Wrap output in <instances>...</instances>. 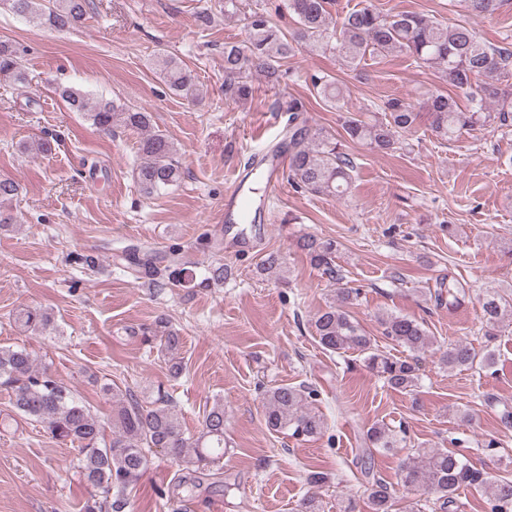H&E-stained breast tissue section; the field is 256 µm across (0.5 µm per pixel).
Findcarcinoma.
Instances as JSON below:
<instances>
[{
    "instance_id": "1",
    "label": "carcinoma",
    "mask_w": 512,
    "mask_h": 512,
    "mask_svg": "<svg viewBox=\"0 0 512 512\" xmlns=\"http://www.w3.org/2000/svg\"><path fill=\"white\" fill-rule=\"evenodd\" d=\"M475 16H491L504 0H462ZM335 0H284L270 9L251 11L245 17L243 44H224V97L244 100L252 95L253 77L276 84L283 76L282 63L292 56L294 44L305 43L313 52L334 54L347 67L357 69L366 57L387 53L406 54L418 67H434L447 89L428 94L422 104L406 98H391L374 116L348 112L342 123L348 138L373 151L388 153L397 149L401 137L412 132L426 112L429 129L443 141H451L463 130L496 124L508 126L512 120V43L492 45L480 41L465 25L449 26L416 12L383 13L366 0L347 11L338 29L329 28V16ZM88 0H0V10L22 17L36 26L69 31L81 27L86 19ZM287 10L295 19L292 33L284 32L272 19V13ZM159 76L176 95L193 98L195 73L180 59L160 51L155 57ZM26 86L19 49L0 39V77ZM316 95L337 105L344 90L326 73L310 76ZM55 93L75 112H81L98 129L111 132L123 128L141 134L138 152L142 160L134 171L140 191L146 196L177 185L182 177L175 144L154 128L153 114L104 98H91L78 88L58 86ZM275 108L288 113L286 137L271 154H288V181L312 195L342 197L351 188L356 164L343 151L341 141L325 135L310 124L308 109L297 98L277 101ZM19 185L0 177V229L18 222L10 206L18 196ZM298 247L310 265L330 282L338 285L342 277L336 267L337 243L305 234ZM130 264L141 270L151 287L161 291L173 286L207 287L224 281L230 269L218 262L207 268V275L196 280V273L185 267L179 249L167 255L168 265L160 270L151 252L141 256L128 254ZM471 287L462 278L450 276L429 292L438 305L459 304L470 295ZM360 292L354 288H336V297L313 320L323 349L343 354L353 351L384 385L412 393L419 382L416 353L432 344L424 325L410 317L386 313L378 317L383 335L407 352L391 355L378 349L374 341L349 315V305ZM482 307L483 336L492 343L504 322H512V291L490 288L478 296ZM15 322L30 332L47 329L53 317L45 309L26 307L15 315ZM160 340L170 371L179 375L183 365L177 352L181 336L160 317L149 328ZM448 369H471L474 365L489 369L494 365V350L478 355L465 341H455L440 356ZM0 384L11 389L16 415L42 424L51 439L76 447L80 477L94 494L85 512H123L128 492L133 490L150 466L145 449L159 448L173 460L198 470L220 463L224 457V405L217 402L205 415L196 434L184 429L171 396L162 388L146 403L132 399L117 387L105 384L102 392L116 403L112 413V437L105 439L101 420L73 390L57 380L48 369L38 367L36 359L24 348L0 345ZM315 390L302 384L281 385L267 391L263 415L267 427L286 432L297 440L322 435L324 420L309 409ZM366 441L373 448H396L402 442L389 428L372 426ZM404 487L422 494L436 495L441 512H456L459 489L487 494L490 512H512V479L495 478L473 467L463 456L441 448H417L401 467ZM372 512H396L391 487L376 479L368 488Z\"/></svg>"
}]
</instances>
